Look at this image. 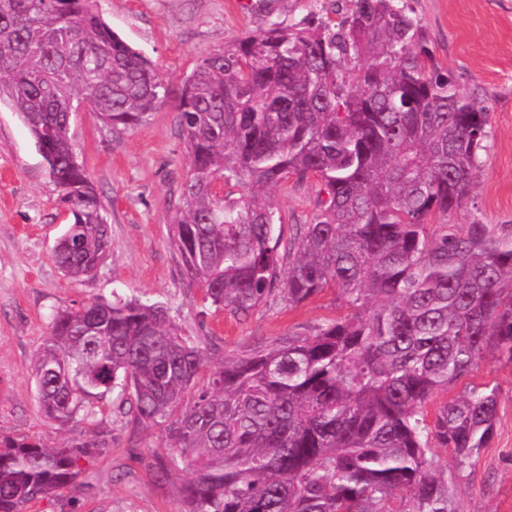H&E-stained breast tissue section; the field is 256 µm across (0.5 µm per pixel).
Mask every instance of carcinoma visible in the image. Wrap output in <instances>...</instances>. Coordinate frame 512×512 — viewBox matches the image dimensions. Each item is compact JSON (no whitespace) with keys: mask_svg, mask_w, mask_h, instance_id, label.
I'll use <instances>...</instances> for the list:
<instances>
[{"mask_svg":"<svg viewBox=\"0 0 512 512\" xmlns=\"http://www.w3.org/2000/svg\"><path fill=\"white\" fill-rule=\"evenodd\" d=\"M352 2L338 24L238 38L174 90L94 0H0V101L63 192L68 277L112 245L70 141L74 101L119 131L172 98L188 167L170 241L204 305L243 316L335 293L341 314L224 359L197 390L207 351L166 306L114 295L53 315L34 363L44 416L129 405L191 470L187 512H463L448 473L494 434L498 386L469 377L489 356L512 362V225L429 228L466 203L490 112L442 71L408 0ZM312 177L317 212L285 241L269 190ZM97 447L0 434V512L75 485Z\"/></svg>","mask_w":512,"mask_h":512,"instance_id":"obj_1","label":"carcinoma"}]
</instances>
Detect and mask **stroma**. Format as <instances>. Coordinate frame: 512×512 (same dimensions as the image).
Returning a JSON list of instances; mask_svg holds the SVG:
<instances>
[{
    "instance_id": "35a3bbf8",
    "label": "stroma",
    "mask_w": 512,
    "mask_h": 512,
    "mask_svg": "<svg viewBox=\"0 0 512 512\" xmlns=\"http://www.w3.org/2000/svg\"><path fill=\"white\" fill-rule=\"evenodd\" d=\"M436 61L460 91L491 114L487 148L467 205L452 224L512 225V0H409ZM95 9L129 45L148 56L172 87L206 55L268 23H298L318 10L333 21L350 0H96ZM71 141L108 213L112 247L98 271L75 281L54 259V245L72 217L61 203L35 142L8 104H0V432L45 446L97 443L79 463L77 486L30 503L27 512H184L188 474L164 473L170 450L163 431L121 417L111 398L50 423L35 393L32 366L52 315L112 294L160 302L185 336L202 343L212 362L250 355L272 341L336 315L332 291L288 306L281 299L236 318L201 311L202 291L184 275L169 240V220L186 173L187 145L174 105L135 129L115 132L86 107L71 118ZM286 224L309 223L315 181L272 192ZM476 380L499 386L496 431L473 473L458 481L463 512H512V363L485 360Z\"/></svg>"
}]
</instances>
